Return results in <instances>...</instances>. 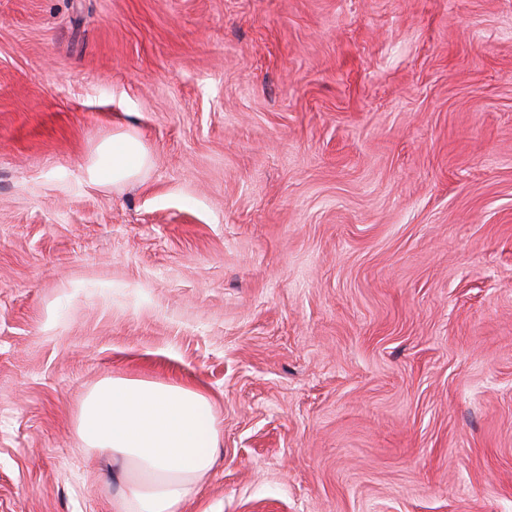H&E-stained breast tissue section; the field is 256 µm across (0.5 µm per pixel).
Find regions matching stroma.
<instances>
[{
  "label": "stroma",
  "instance_id": "35a3bbf8",
  "mask_svg": "<svg viewBox=\"0 0 512 512\" xmlns=\"http://www.w3.org/2000/svg\"><path fill=\"white\" fill-rule=\"evenodd\" d=\"M113 377L182 512H512V0H0V512H112ZM106 165L95 164L89 170L90 178L101 182H120L136 176L148 162V155L140 142L129 135L112 137V142L100 149ZM87 448L112 455L113 512H180L215 466L220 442L212 404L191 388L112 378L85 400L78 424Z\"/></svg>",
  "mask_w": 512,
  "mask_h": 512
}]
</instances>
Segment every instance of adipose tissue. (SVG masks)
<instances>
[{
  "mask_svg": "<svg viewBox=\"0 0 512 512\" xmlns=\"http://www.w3.org/2000/svg\"><path fill=\"white\" fill-rule=\"evenodd\" d=\"M92 180L120 182L148 162L140 142L113 137ZM87 448L111 454L121 489L113 512H180L217 460L220 431L199 391L159 381L113 378L85 400L78 424Z\"/></svg>",
  "mask_w": 512,
  "mask_h": 512,
  "instance_id": "obj_1",
  "label": "adipose tissue"
}]
</instances>
